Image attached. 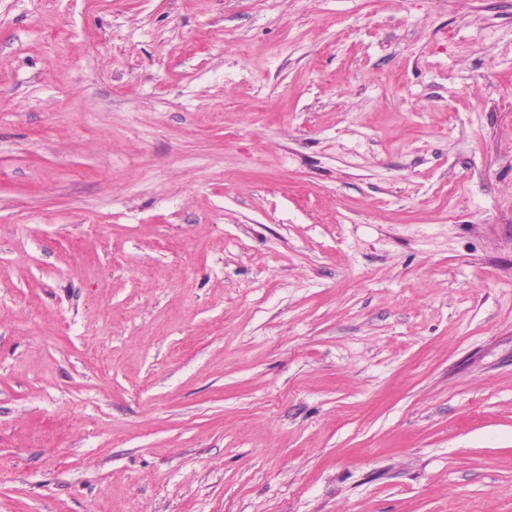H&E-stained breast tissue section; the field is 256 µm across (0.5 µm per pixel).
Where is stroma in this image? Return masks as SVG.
I'll return each mask as SVG.
<instances>
[{"label": "stroma", "mask_w": 512, "mask_h": 512, "mask_svg": "<svg viewBox=\"0 0 512 512\" xmlns=\"http://www.w3.org/2000/svg\"><path fill=\"white\" fill-rule=\"evenodd\" d=\"M0 512H512V0H0Z\"/></svg>", "instance_id": "1"}]
</instances>
